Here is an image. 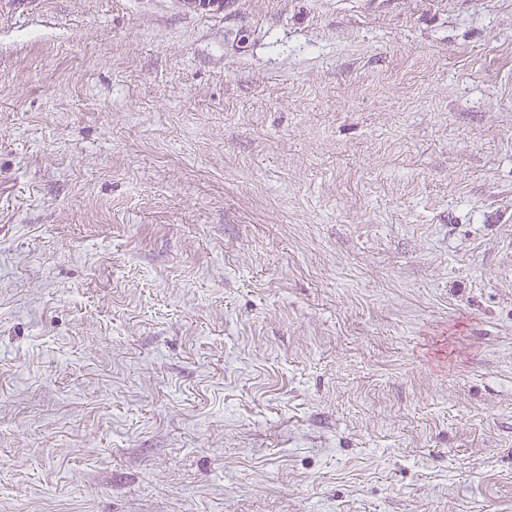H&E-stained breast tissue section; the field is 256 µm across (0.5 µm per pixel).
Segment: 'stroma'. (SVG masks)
Segmentation results:
<instances>
[{"label":"stroma","instance_id":"stroma-1","mask_svg":"<svg viewBox=\"0 0 512 512\" xmlns=\"http://www.w3.org/2000/svg\"><path fill=\"white\" fill-rule=\"evenodd\" d=\"M0 512H512V0H0Z\"/></svg>","mask_w":512,"mask_h":512}]
</instances>
